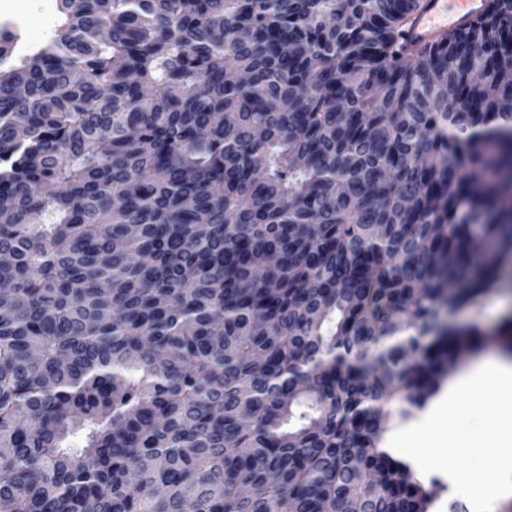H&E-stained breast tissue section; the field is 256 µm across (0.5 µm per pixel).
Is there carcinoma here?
I'll return each mask as SVG.
<instances>
[{"label":"carcinoma","mask_w":512,"mask_h":512,"mask_svg":"<svg viewBox=\"0 0 512 512\" xmlns=\"http://www.w3.org/2000/svg\"><path fill=\"white\" fill-rule=\"evenodd\" d=\"M0 28V512H432L383 447L496 331L512 0H58ZM58 0H0V26L5 18L23 19V38L42 47L49 43L59 23ZM424 7L417 14L411 31L412 40L419 44H427L441 32L458 28L467 20L482 14L487 6L486 0H462L466 2L462 12L448 19V14L441 18L447 10L445 0H424ZM507 313L512 314V259L508 265L504 264L499 287L484 293L474 303L468 302L454 313L452 321L458 325L477 324L483 329L494 330Z\"/></svg>","instance_id":"carcinoma-1"}]
</instances>
